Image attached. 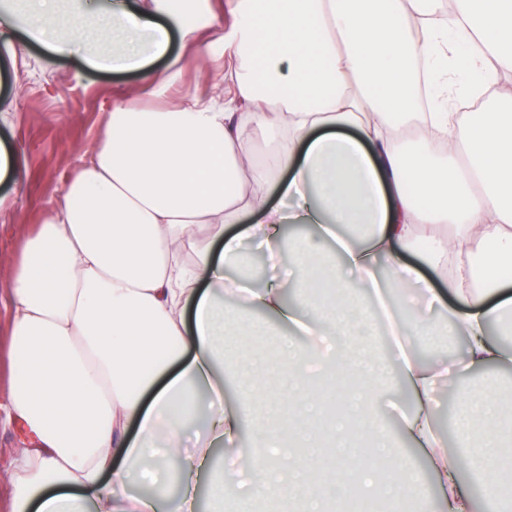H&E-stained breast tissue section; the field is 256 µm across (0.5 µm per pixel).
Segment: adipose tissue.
<instances>
[{
    "label": "adipose tissue",
    "mask_w": 512,
    "mask_h": 512,
    "mask_svg": "<svg viewBox=\"0 0 512 512\" xmlns=\"http://www.w3.org/2000/svg\"><path fill=\"white\" fill-rule=\"evenodd\" d=\"M32 38L58 54L95 38L112 43L94 67L145 70L170 50L158 21L195 43L175 0H109L99 23L62 14L55 0H29ZM453 25L435 23L441 0H236L222 32L228 91L175 109L115 103L106 128L79 159L61 201L18 245L11 278L12 394L0 413L27 441L15 461L22 512H79V490L96 512H158L130 492L134 464L159 478L175 472L173 512H198V478L214 443L233 445L252 424L257 469L235 512L268 498L278 512H330L311 474L336 462L337 489L351 484L352 440L375 428L371 400L382 370L357 337L363 319L350 288L377 287L386 268L408 320L437 296L397 248L428 257L463 304L451 314L467 343L463 360L422 361L400 342L398 365L413 400L405 435L429 451L446 512H472L455 476L481 491L482 512H512V414L498 393L457 386L460 446L448 453L435 426L437 390L454 368L496 366L512 351L488 342L490 326L512 332V0H454ZM67 28L68 41L57 38ZM423 63L425 96L410 94ZM431 103V125L414 146L399 119ZM242 229L228 233L232 224ZM347 224H365L353 237ZM287 256L262 287L229 278L245 242ZM296 300H288L287 282ZM288 330L274 400L260 399L259 359L241 366L233 401L214 339L227 350L262 335L239 309ZM346 369L352 389L338 428L315 424L327 410L317 379ZM204 421L208 443L189 451L187 428ZM362 494L397 512H430L412 465L393 462L388 490Z\"/></svg>",
    "instance_id": "1"
}]
</instances>
